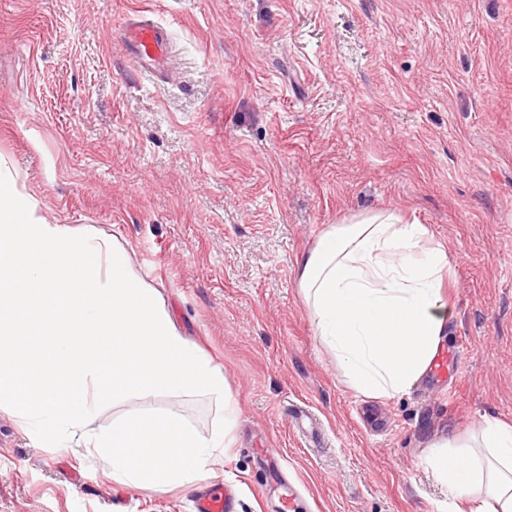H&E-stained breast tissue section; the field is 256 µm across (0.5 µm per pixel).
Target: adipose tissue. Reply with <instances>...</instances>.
I'll list each match as a JSON object with an SVG mask.
<instances>
[{"instance_id": "ef3b65f1", "label": "adipose tissue", "mask_w": 512, "mask_h": 512, "mask_svg": "<svg viewBox=\"0 0 512 512\" xmlns=\"http://www.w3.org/2000/svg\"><path fill=\"white\" fill-rule=\"evenodd\" d=\"M425 225L393 212L329 225L302 258L297 286L316 336L369 395L399 394L429 369L448 329V257ZM480 452L457 438L429 459L473 512H512V426L484 420Z\"/></svg>"}]
</instances>
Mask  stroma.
<instances>
[{
    "mask_svg": "<svg viewBox=\"0 0 512 512\" xmlns=\"http://www.w3.org/2000/svg\"><path fill=\"white\" fill-rule=\"evenodd\" d=\"M147 17L171 75L139 76ZM0 158L50 224L117 236L240 415L205 482L236 512H448L427 460L512 426V0H0ZM397 211L448 256L459 382L356 389L313 332L297 265L327 225ZM319 418L325 447L291 423ZM182 411L165 395L107 407ZM284 459L262 487L260 449ZM195 489L117 483L0 411V512H195Z\"/></svg>",
    "mask_w": 512,
    "mask_h": 512,
    "instance_id": "obj_1",
    "label": "stroma"
}]
</instances>
